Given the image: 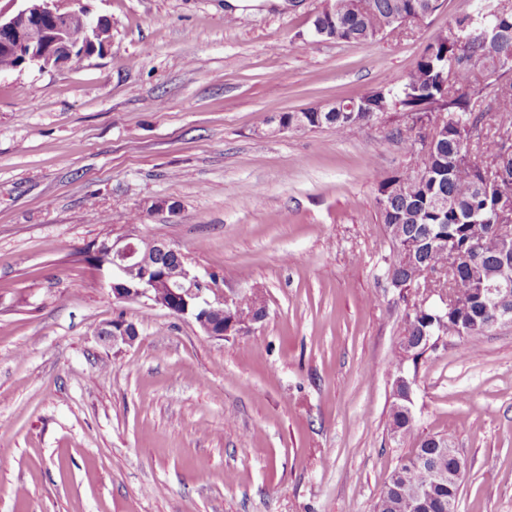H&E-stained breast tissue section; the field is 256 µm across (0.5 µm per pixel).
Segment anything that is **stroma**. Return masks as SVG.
I'll use <instances>...</instances> for the list:
<instances>
[{
	"mask_svg": "<svg viewBox=\"0 0 512 512\" xmlns=\"http://www.w3.org/2000/svg\"><path fill=\"white\" fill-rule=\"evenodd\" d=\"M81 4L102 53L0 72V512H371L413 446L389 365L418 296L387 281L375 184L416 166L407 120L257 130L397 84L471 0L364 45L313 37L318 0ZM130 224L266 319L216 339L115 301L78 254ZM118 317L132 345L98 339ZM468 343L427 351L416 431L464 459L458 512H512V323ZM265 300L259 293L243 296L237 304V314L242 320H260L265 317ZM259 321V322H260Z\"/></svg>",
	"mask_w": 512,
	"mask_h": 512,
	"instance_id": "obj_1",
	"label": "stroma"
}]
</instances>
